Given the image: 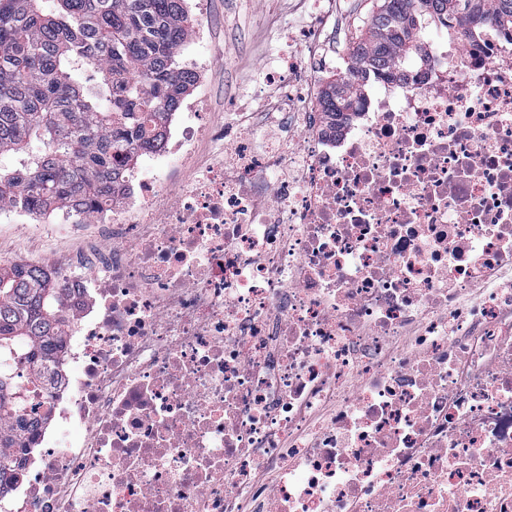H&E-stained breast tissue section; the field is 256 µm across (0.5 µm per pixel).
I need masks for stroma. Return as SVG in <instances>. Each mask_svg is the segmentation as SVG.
<instances>
[{"mask_svg":"<svg viewBox=\"0 0 512 512\" xmlns=\"http://www.w3.org/2000/svg\"><path fill=\"white\" fill-rule=\"evenodd\" d=\"M376 0H333L329 9L314 0H208V10L194 24L209 35L213 67L190 97L206 94L216 120L231 123L239 112L267 111L274 99L266 75L285 55L303 59L308 46L287 42V35L306 31L322 39L349 43L371 15ZM47 215L17 212L15 220L0 221V260L38 262L73 249L77 239L46 236L41 227Z\"/></svg>","mask_w":512,"mask_h":512,"instance_id":"stroma-1","label":"stroma"}]
</instances>
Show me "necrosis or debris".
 Here are the masks:
<instances>
[{"mask_svg": "<svg viewBox=\"0 0 512 512\" xmlns=\"http://www.w3.org/2000/svg\"><path fill=\"white\" fill-rule=\"evenodd\" d=\"M271 84L56 207L64 351L0 512H512V42L427 34L334 127Z\"/></svg>", "mask_w": 512, "mask_h": 512, "instance_id": "1", "label": "necrosis or debris"}]
</instances>
